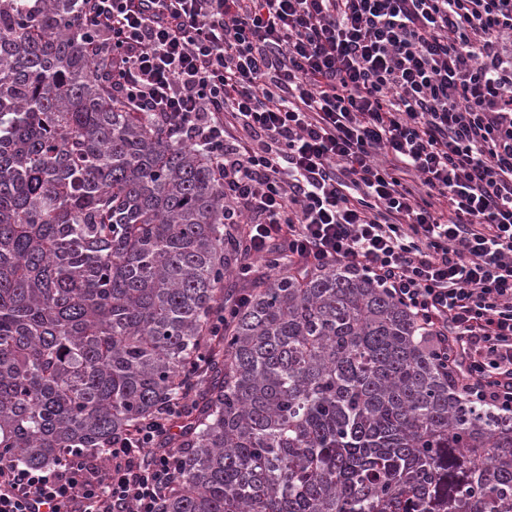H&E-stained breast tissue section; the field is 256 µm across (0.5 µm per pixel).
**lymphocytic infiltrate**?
<instances>
[{"instance_id": "lymphocytic-infiltrate-1", "label": "lymphocytic infiltrate", "mask_w": 512, "mask_h": 512, "mask_svg": "<svg viewBox=\"0 0 512 512\" xmlns=\"http://www.w3.org/2000/svg\"><path fill=\"white\" fill-rule=\"evenodd\" d=\"M112 94L204 152L248 262L340 265L512 413V0H81ZM155 417L59 466L0 459V512H161Z\"/></svg>"}]
</instances>
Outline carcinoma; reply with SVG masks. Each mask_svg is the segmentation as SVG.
I'll list each match as a JSON object with an SVG mask.
<instances>
[{
  "label": "carcinoma",
  "mask_w": 512,
  "mask_h": 512,
  "mask_svg": "<svg viewBox=\"0 0 512 512\" xmlns=\"http://www.w3.org/2000/svg\"><path fill=\"white\" fill-rule=\"evenodd\" d=\"M223 206L205 154L99 80L80 4L0 0V457L54 466L190 388L163 512H512V414L371 280L243 274Z\"/></svg>",
  "instance_id": "1"
}]
</instances>
